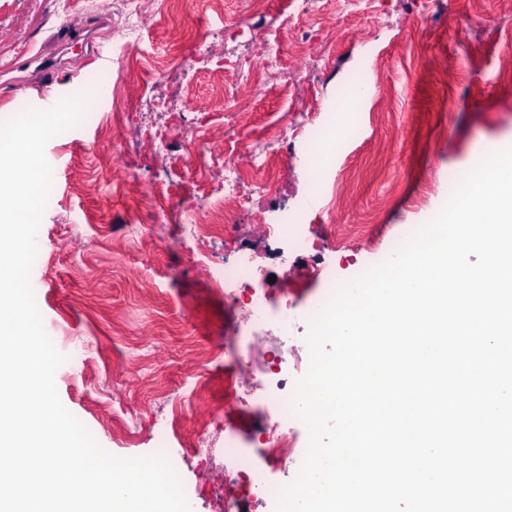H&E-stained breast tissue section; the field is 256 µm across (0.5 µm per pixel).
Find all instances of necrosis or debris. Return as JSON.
Here are the masks:
<instances>
[{
    "mask_svg": "<svg viewBox=\"0 0 512 512\" xmlns=\"http://www.w3.org/2000/svg\"><path fill=\"white\" fill-rule=\"evenodd\" d=\"M149 0H85L88 15L108 16L112 40L119 43L125 54H133L138 32L150 20ZM280 59L269 51L243 59L241 63L225 67L224 86L238 88L255 85L277 73ZM338 100L320 102L318 118L300 117L289 127L279 129L277 141H301L302 165L313 168L319 161L317 152L328 131L336 127L335 112ZM267 156L259 149L249 150L241 159L227 161L224 177L217 185V199L200 198L184 213L181 231L187 238L198 239L209 234L213 227H222L232 234L237 222V210L242 205V187H250L254 195L264 198L274 192L273 180L267 171ZM304 207L295 205L288 210L262 208L256 211V222L278 262V285L269 287L267 276L257 262L255 251L237 247L223 260L212 263L209 277L224 294L228 312L224 320V333L233 339L245 341L249 355L262 351L270 355L269 367L256 373L247 358L240 360L233 370L224 375V406L211 408L196 421L186 442L195 457L204 461L216 475L224 479V508L236 512L239 493H246L250 503L245 512H255L268 492L264 474L256 470L249 458L237 445L239 419L251 418L256 405H277L274 420L254 429L260 438L271 469L283 474L296 475L298 458L294 452L296 436L288 426L295 413L293 391L297 375L288 371L289 362L298 361L302 348L297 331L310 325L314 312L298 311L292 297L301 275L296 259L307 261V276L321 273V256L326 242H333L339 252L350 251L352 244L369 248L370 237L359 227L340 224L329 229L327 237L312 234L302 222ZM224 415L223 424H216L217 415Z\"/></svg>",
    "mask_w": 512,
    "mask_h": 512,
    "instance_id": "1",
    "label": "necrosis or debris"
}]
</instances>
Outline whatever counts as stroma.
<instances>
[{
  "label": "stroma",
  "instance_id": "1",
  "mask_svg": "<svg viewBox=\"0 0 512 512\" xmlns=\"http://www.w3.org/2000/svg\"><path fill=\"white\" fill-rule=\"evenodd\" d=\"M388 13L383 30L367 34L362 21ZM482 25H474V14ZM8 27L0 30V121L26 108H42L37 96L50 87L53 101L91 91L95 82L116 80L120 50L100 19L78 16L62 22L50 0H15ZM249 0H224L223 12L206 0H183L178 10L157 9L142 30L134 64L144 98L178 100L190 112L188 145L206 156L205 170L186 165L182 147L164 157L152 154L146 136L134 135L114 121L112 101L90 102L89 117L53 137L46 145L53 187L37 237L31 284L54 345L63 339L83 347L66 361L55 382L63 405L108 452L141 457L168 452L178 461L185 496L195 512H224V488L210 471L186 453L181 441L203 405L224 402L227 356L202 368H189L183 350L222 348L224 294L208 274L223 258L225 239L213 229L206 247L178 236L184 202L200 197L224 175L227 159L257 147L267 153L270 173L282 184L273 205L292 206L311 193L308 222L316 235L328 224H370L371 250L343 258L323 254L324 276L308 279L294 297L304 309L325 297V279L338 284L357 279L388 257L392 236L404 226L427 224L441 210L449 190L470 172L482 145L512 146V0H328L319 13L297 18L291 0H266L264 16L248 26ZM425 21L417 30V21ZM91 30L84 47L63 56V71L48 75L18 70V40L31 52H54V38L65 29ZM166 30L167 40L156 36ZM302 36L306 62L298 79H288L296 60L282 45L289 34ZM204 38L222 54L209 65L185 62L196 39ZM282 49L285 71L264 85L246 89L252 113L239 127L234 112L216 97L210 71L253 52L257 43ZM361 78L368 92L349 96V81ZM340 96L352 113L351 132L342 134L328 164L312 171L274 140L296 113L311 111L316 100ZM219 141V151L208 148ZM142 183L168 186L157 201L145 204L114 184V168ZM352 183L355 200L335 208L330 194L338 179ZM93 191H85L86 183ZM74 225L78 244L60 248L59 227ZM142 227L130 237L128 225ZM174 390L182 423L157 439L121 441L120 430L137 424L151 428L152 395L158 387Z\"/></svg>",
  "mask_w": 512,
  "mask_h": 512
}]
</instances>
